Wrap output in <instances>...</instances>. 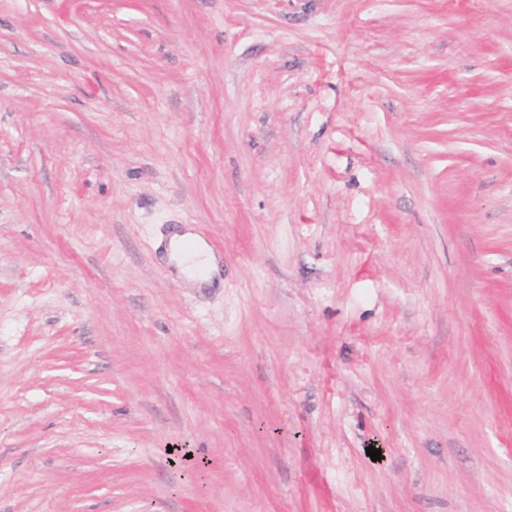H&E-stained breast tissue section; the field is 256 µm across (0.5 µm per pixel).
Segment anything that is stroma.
<instances>
[{
    "instance_id": "35a3bbf8",
    "label": "stroma",
    "mask_w": 512,
    "mask_h": 512,
    "mask_svg": "<svg viewBox=\"0 0 512 512\" xmlns=\"http://www.w3.org/2000/svg\"><path fill=\"white\" fill-rule=\"evenodd\" d=\"M0 512H512V0H0ZM192 244V250L187 251L185 244ZM168 261L176 266L180 275L190 283L198 286L211 285L218 275L217 264L204 241L190 231L173 233L167 243ZM202 266L206 274L198 276L194 267Z\"/></svg>"
}]
</instances>
